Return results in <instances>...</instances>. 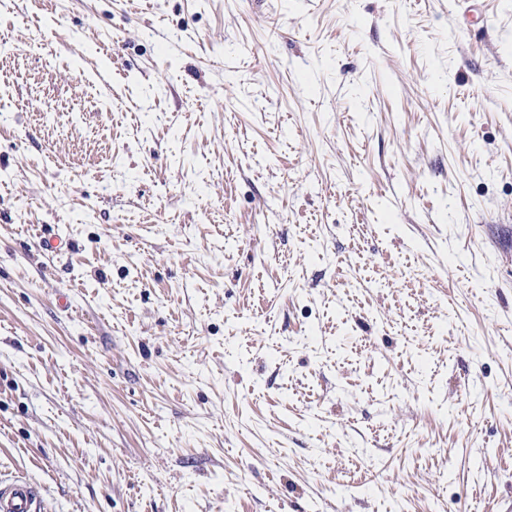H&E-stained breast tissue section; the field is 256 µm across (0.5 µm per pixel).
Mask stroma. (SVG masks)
I'll use <instances>...</instances> for the list:
<instances>
[{
    "label": "stroma",
    "mask_w": 512,
    "mask_h": 512,
    "mask_svg": "<svg viewBox=\"0 0 512 512\" xmlns=\"http://www.w3.org/2000/svg\"><path fill=\"white\" fill-rule=\"evenodd\" d=\"M16 478L512 512V0H0Z\"/></svg>",
    "instance_id": "1"
}]
</instances>
